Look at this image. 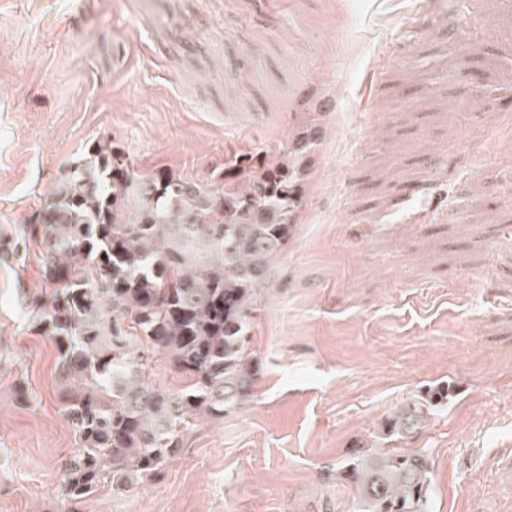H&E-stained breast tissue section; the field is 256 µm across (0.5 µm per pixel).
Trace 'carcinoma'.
<instances>
[{"mask_svg": "<svg viewBox=\"0 0 512 512\" xmlns=\"http://www.w3.org/2000/svg\"><path fill=\"white\" fill-rule=\"evenodd\" d=\"M320 140L302 126L282 159L237 156L208 184L137 176L99 142L41 221L20 231L52 254L53 293L35 304L33 329L53 339L63 379L77 385L62 408L79 444L62 464L64 502L90 498L105 477L116 496L157 478L200 417L222 418L247 396L257 290L292 235ZM156 353L191 384L157 386ZM447 398L441 387L406 404L388 434L414 433ZM352 474L363 512H430L422 451L363 452Z\"/></svg>", "mask_w": 512, "mask_h": 512, "instance_id": "carcinoma-1", "label": "carcinoma"}]
</instances>
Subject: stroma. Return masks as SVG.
Masks as SVG:
<instances>
[{"mask_svg":"<svg viewBox=\"0 0 512 512\" xmlns=\"http://www.w3.org/2000/svg\"><path fill=\"white\" fill-rule=\"evenodd\" d=\"M512 0H0V239L97 142L210 183L322 134L272 257L243 404L155 481L63 506L79 448L31 320L47 254L0 260V512H357L352 460L425 450L431 512H512ZM32 393L20 404L18 387ZM444 386L406 439L394 407Z\"/></svg>","mask_w":512,"mask_h":512,"instance_id":"1","label":"stroma"}]
</instances>
